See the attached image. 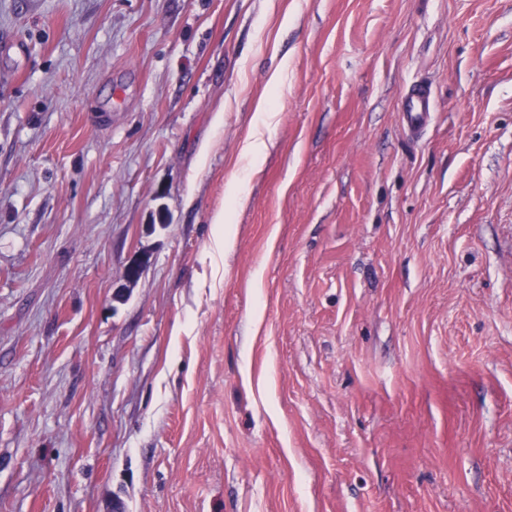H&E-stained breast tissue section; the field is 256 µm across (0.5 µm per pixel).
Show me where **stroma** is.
<instances>
[{
	"mask_svg": "<svg viewBox=\"0 0 512 512\" xmlns=\"http://www.w3.org/2000/svg\"><path fill=\"white\" fill-rule=\"evenodd\" d=\"M0 39V512H512V0H0ZM402 122L413 131H419L434 112V101L428 86L414 83L408 88L400 110ZM227 195L230 200V208L216 211L211 219L214 225L212 245L216 253L223 255L234 246V234L232 226V213L235 208L241 207L245 198L243 178H231L227 182Z\"/></svg>",
	"mask_w": 512,
	"mask_h": 512,
	"instance_id": "1",
	"label": "stroma"
}]
</instances>
